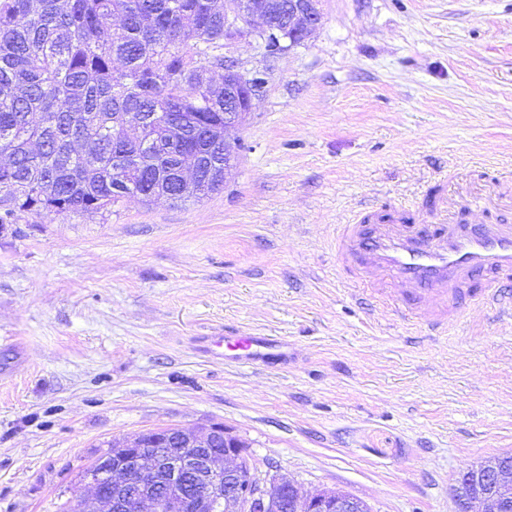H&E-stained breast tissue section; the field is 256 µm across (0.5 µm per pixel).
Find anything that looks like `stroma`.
Instances as JSON below:
<instances>
[{
  "label": "stroma",
  "instance_id": "1",
  "mask_svg": "<svg viewBox=\"0 0 512 512\" xmlns=\"http://www.w3.org/2000/svg\"><path fill=\"white\" fill-rule=\"evenodd\" d=\"M277 55L223 187L185 203L26 217L0 233V512H61L112 441L230 428L255 473L369 512H455L460 475L512 455V320L470 304L444 336L357 302L336 227L464 193L512 212V0H322ZM288 341L287 368L204 349Z\"/></svg>",
  "mask_w": 512,
  "mask_h": 512
}]
</instances>
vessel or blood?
I'll return each mask as SVG.
<instances>
[{
    "label": "vessel or blood",
    "instance_id": "1",
    "mask_svg": "<svg viewBox=\"0 0 512 512\" xmlns=\"http://www.w3.org/2000/svg\"><path fill=\"white\" fill-rule=\"evenodd\" d=\"M336 257L349 280L389 300L408 322L446 329L464 301L493 305L512 318V221L459 225L415 224L397 216L361 218L336 229ZM232 350L233 362L278 369L290 361L288 344L271 336H214Z\"/></svg>",
    "mask_w": 512,
    "mask_h": 512
}]
</instances>
